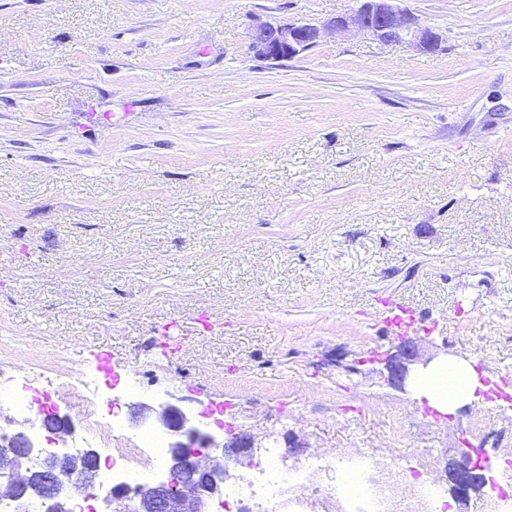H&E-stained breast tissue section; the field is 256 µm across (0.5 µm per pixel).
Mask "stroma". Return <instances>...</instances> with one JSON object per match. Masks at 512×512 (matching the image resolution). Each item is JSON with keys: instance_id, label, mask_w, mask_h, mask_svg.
Returning a JSON list of instances; mask_svg holds the SVG:
<instances>
[{"instance_id": "stroma-1", "label": "stroma", "mask_w": 512, "mask_h": 512, "mask_svg": "<svg viewBox=\"0 0 512 512\" xmlns=\"http://www.w3.org/2000/svg\"><path fill=\"white\" fill-rule=\"evenodd\" d=\"M358 0H0V381L111 354L98 416L170 401L285 465L364 449L443 480L512 448V408L426 416L387 384L385 305L423 355L512 377V0H400L432 51L325 33L285 60L252 28ZM195 329L160 350L168 323ZM138 386L137 398L124 394ZM385 323L391 327H395L400 336H405L411 331L420 328L425 331L424 321L412 309L406 308L400 304L391 306L390 315L385 319Z\"/></svg>"}]
</instances>
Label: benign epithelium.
I'll list each match as a JSON object with an SVG mask.
<instances>
[{
  "instance_id": "1",
  "label": "benign epithelium",
  "mask_w": 512,
  "mask_h": 512,
  "mask_svg": "<svg viewBox=\"0 0 512 512\" xmlns=\"http://www.w3.org/2000/svg\"><path fill=\"white\" fill-rule=\"evenodd\" d=\"M399 0H363L357 11L330 19L321 26L311 24L271 26L255 25L251 49L270 60H283L314 47L322 33L357 31L383 43H406L430 51L439 43L432 29L422 26ZM412 339L403 341L399 354L390 362L391 380L399 387L407 385L411 375L426 367ZM138 418L151 421L170 432L168 478L143 483L133 488H112V512H209L208 503L221 495L231 478L226 449L235 456L249 452L251 437L240 433L229 443H219L203 431L196 417L173 403L158 406L145 402L133 405ZM464 451L448 466V484L458 503L470 501L475 484L486 471L482 463ZM97 458L92 450H68L48 453L24 431L12 433L0 444V500L14 503V512H30L35 501L47 512H74L71 492L91 495L95 487Z\"/></svg>"
}]
</instances>
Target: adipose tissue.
Returning a JSON list of instances; mask_svg holds the SVG:
<instances>
[{
  "label": "adipose tissue",
  "mask_w": 512,
  "mask_h": 512,
  "mask_svg": "<svg viewBox=\"0 0 512 512\" xmlns=\"http://www.w3.org/2000/svg\"><path fill=\"white\" fill-rule=\"evenodd\" d=\"M482 383L475 368L457 358L443 359L420 376L415 383V393L443 413H454L464 403L475 400Z\"/></svg>",
  "instance_id": "adipose-tissue-1"
}]
</instances>
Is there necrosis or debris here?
Listing matches in <instances>:
<instances>
[{
  "label": "necrosis or debris",
  "instance_id": "necrosis-or-debris-1",
  "mask_svg": "<svg viewBox=\"0 0 512 512\" xmlns=\"http://www.w3.org/2000/svg\"><path fill=\"white\" fill-rule=\"evenodd\" d=\"M0 404L24 413L55 410L49 392L31 385L0 382ZM134 447L140 456L135 462L108 458L103 471L104 489L132 485L155 478L165 467L164 439L145 431ZM340 476L336 485L320 487L307 468L285 467L276 452L268 450L257 475L242 477L224 490V512H299L309 495L321 494L332 512H438L442 497L436 483L419 476L408 477L381 463L368 461L354 448L339 458Z\"/></svg>",
  "mask_w": 512,
  "mask_h": 512
}]
</instances>
